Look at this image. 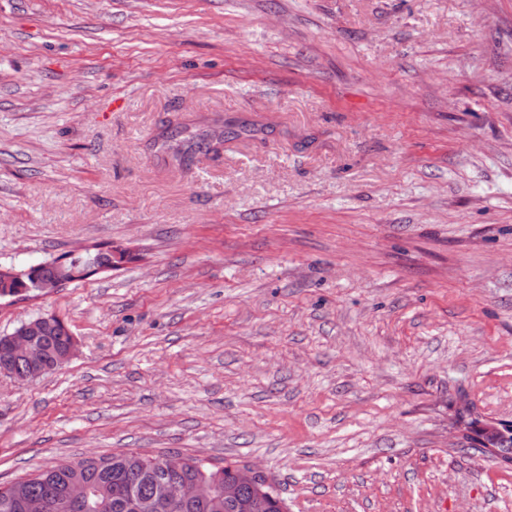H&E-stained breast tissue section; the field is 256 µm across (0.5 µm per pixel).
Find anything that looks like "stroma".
I'll list each match as a JSON object with an SVG mask.
<instances>
[{
  "label": "stroma",
  "mask_w": 512,
  "mask_h": 512,
  "mask_svg": "<svg viewBox=\"0 0 512 512\" xmlns=\"http://www.w3.org/2000/svg\"><path fill=\"white\" fill-rule=\"evenodd\" d=\"M188 129L171 140L168 121ZM0 483L119 452L256 465L289 512H512V0H0ZM91 250L92 249H89V247L80 248L77 251L70 252L66 258H63L66 255L62 256V259L57 258L59 260L53 264V274L52 268L48 263H40V267L38 268L39 276H37L33 270L25 271L26 273L33 274L37 297L53 293L57 289L63 288L70 282L77 281L87 274H94L97 270L96 256L91 254ZM79 255H83L81 259V261H83L82 265L75 259ZM68 260L71 261L68 262ZM48 275L51 276L43 277ZM55 320L61 322L63 332L67 333L69 336H62V333L56 331L54 328L51 329L46 336H43L49 327L54 324ZM33 336H37L36 342L42 348L34 343ZM70 338L72 339V343L68 348ZM76 346V340L67 325L54 316L37 317L22 323L15 332L0 336V349L2 354L8 357L22 358L28 363L29 372L27 363L21 359L9 360L7 362L8 370L11 375L22 380L27 372L28 376L26 378L34 380L61 367L74 355ZM66 349L67 351L65 353L56 356V366L53 367V370H50L46 365L44 351L47 356L48 365L51 366L55 354L62 353Z\"/></svg>",
  "instance_id": "35a3bbf8"
}]
</instances>
